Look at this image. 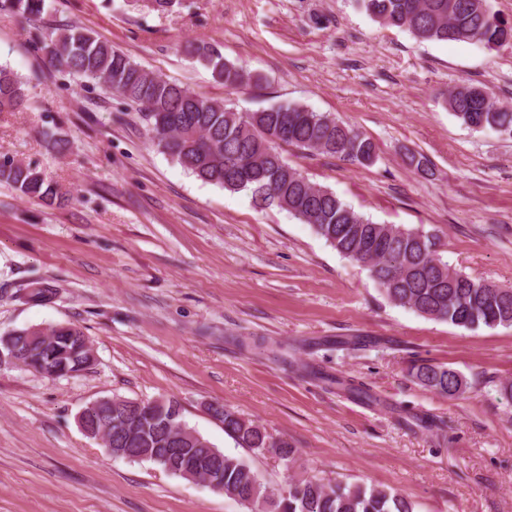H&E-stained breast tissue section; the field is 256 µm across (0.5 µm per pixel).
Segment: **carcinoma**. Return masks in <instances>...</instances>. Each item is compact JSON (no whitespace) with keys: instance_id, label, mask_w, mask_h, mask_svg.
<instances>
[{"instance_id":"carcinoma-1","label":"carcinoma","mask_w":512,"mask_h":512,"mask_svg":"<svg viewBox=\"0 0 512 512\" xmlns=\"http://www.w3.org/2000/svg\"><path fill=\"white\" fill-rule=\"evenodd\" d=\"M359 5L379 24L405 29L422 41L479 42L489 49L512 43V22L491 12L487 0H359ZM1 7L28 17L42 13L45 0H0ZM38 43L55 71L101 84L141 107L153 144L198 179L245 191L261 210L275 206L287 211L349 259L374 252L375 264L369 272L391 304L466 329L512 326V288L462 274L439 254L433 235L419 228L373 222L331 189L312 183L283 157L281 147L291 146L363 166L374 164L375 144L351 126L300 104L238 112L155 75L79 26L49 32ZM183 51L228 89L260 81L244 66L224 60L214 45L188 41ZM484 90L482 85L463 83L448 93L445 103L468 127L512 134V108L494 95L485 97ZM25 102L24 83L0 65V112H17ZM44 139L58 154L69 149V139L58 131H44ZM1 182L32 199L67 198V191L38 167L10 157L0 159ZM55 295L54 289L34 281L24 288L23 298L44 304ZM87 343L84 333L71 324L0 332L4 355L20 347L25 367L47 377L87 370L95 361ZM409 374L419 385L455 397L453 369L420 363L411 365ZM133 404L120 396L90 402L79 414L80 427L96 439L104 426H111L112 436L103 447L114 457L150 462L187 481L212 474L214 487L247 512H415L414 503L394 489L332 484L317 477H297L288 494L276 496L247 460L179 426L178 400L156 401L136 421L130 418ZM210 411L239 447L274 454L288 463L294 460L295 450L288 442L273 439L255 422L222 405Z\"/></svg>"}]
</instances>
